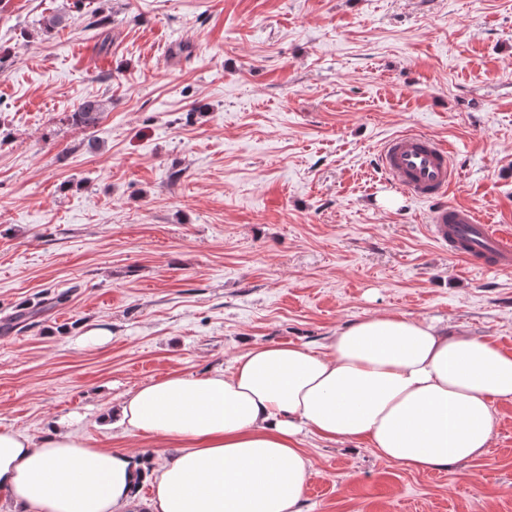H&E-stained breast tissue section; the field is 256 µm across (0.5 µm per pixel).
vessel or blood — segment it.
Returning <instances> with one entry per match:
<instances>
[{
    "instance_id": "obj_1",
    "label": "vessel or blood",
    "mask_w": 512,
    "mask_h": 512,
    "mask_svg": "<svg viewBox=\"0 0 512 512\" xmlns=\"http://www.w3.org/2000/svg\"><path fill=\"white\" fill-rule=\"evenodd\" d=\"M379 166L409 197L429 203L430 234L450 255L488 270L512 271V238L495 231L473 208L446 202L456 180L449 146L425 134H401L383 143Z\"/></svg>"
}]
</instances>
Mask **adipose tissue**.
Listing matches in <instances>:
<instances>
[{"label": "adipose tissue", "instance_id": "adipose-tissue-1", "mask_svg": "<svg viewBox=\"0 0 512 512\" xmlns=\"http://www.w3.org/2000/svg\"><path fill=\"white\" fill-rule=\"evenodd\" d=\"M512 402V353L428 320L373 316L323 350L252 345L230 370L172 373L120 403L131 436L180 448L149 472L136 452L95 448L53 419L40 437L0 430V491L15 512H128L144 481L152 512H302L312 461L300 437L369 441L421 471L482 457Z\"/></svg>", "mask_w": 512, "mask_h": 512}]
</instances>
